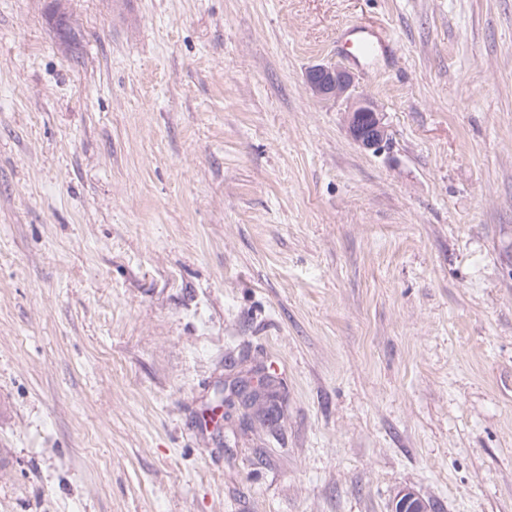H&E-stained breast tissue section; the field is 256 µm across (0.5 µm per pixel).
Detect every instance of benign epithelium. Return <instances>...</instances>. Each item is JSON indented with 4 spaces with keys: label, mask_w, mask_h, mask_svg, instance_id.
I'll list each match as a JSON object with an SVG mask.
<instances>
[{
    "label": "benign epithelium",
    "mask_w": 512,
    "mask_h": 512,
    "mask_svg": "<svg viewBox=\"0 0 512 512\" xmlns=\"http://www.w3.org/2000/svg\"><path fill=\"white\" fill-rule=\"evenodd\" d=\"M309 89L321 99H346L347 128L353 140L366 150L377 151L387 140V126L374 102L354 94L351 73L343 68L315 65L305 73ZM394 512H428L423 498L416 492L405 489L397 497Z\"/></svg>",
    "instance_id": "7a95c632"
}]
</instances>
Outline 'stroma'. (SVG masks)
<instances>
[{"instance_id":"1","label":"stroma","mask_w":512,"mask_h":512,"mask_svg":"<svg viewBox=\"0 0 512 512\" xmlns=\"http://www.w3.org/2000/svg\"><path fill=\"white\" fill-rule=\"evenodd\" d=\"M60 5L0 0V512H512V0ZM359 26L346 28L342 32L344 43L354 48L352 57L366 60L375 55L377 50V43L371 35ZM349 37V38H348ZM309 89L321 99L345 98L348 106L345 121L353 140L366 150L377 151L387 140V126L374 102L354 94L353 77L346 69L315 65L305 73Z\"/></svg>"}]
</instances>
